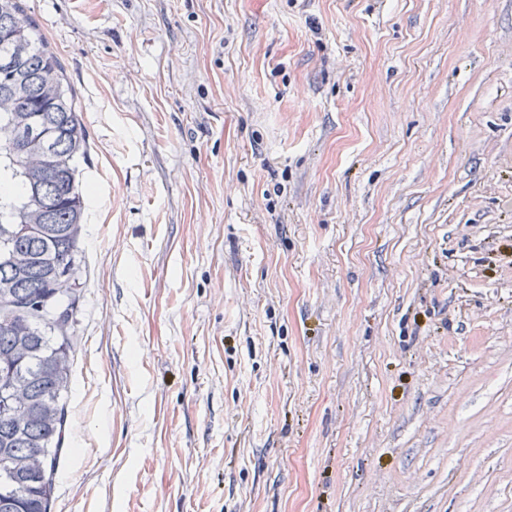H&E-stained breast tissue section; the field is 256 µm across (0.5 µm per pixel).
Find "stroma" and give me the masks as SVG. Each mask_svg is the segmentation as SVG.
<instances>
[{
	"label": "stroma",
	"instance_id": "35a3bbf8",
	"mask_svg": "<svg viewBox=\"0 0 512 512\" xmlns=\"http://www.w3.org/2000/svg\"><path fill=\"white\" fill-rule=\"evenodd\" d=\"M90 194L51 512H512V0H24Z\"/></svg>",
	"mask_w": 512,
	"mask_h": 512
}]
</instances>
